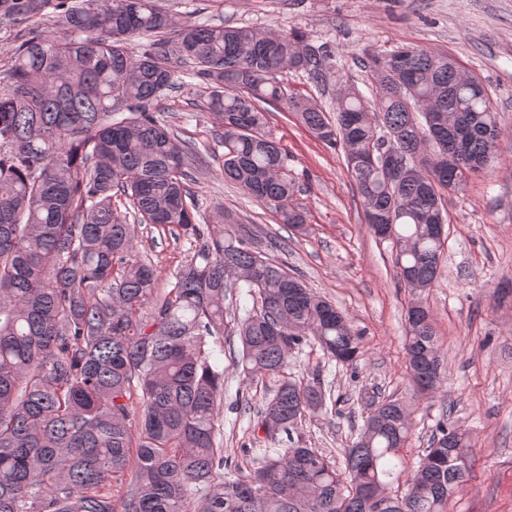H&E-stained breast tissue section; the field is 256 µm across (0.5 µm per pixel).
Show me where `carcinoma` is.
Segmentation results:
<instances>
[{
  "mask_svg": "<svg viewBox=\"0 0 512 512\" xmlns=\"http://www.w3.org/2000/svg\"><path fill=\"white\" fill-rule=\"evenodd\" d=\"M58 19L63 30L37 25ZM21 28L0 71V512H447L472 473L471 438L445 422L416 467L401 454L409 407L375 401L338 470L292 446L248 479L225 480L221 441L224 301L241 307V365L280 375L257 410L289 432L326 407L320 376L288 377L294 349L314 341L353 366L346 314L306 287L277 240L224 208L202 222L190 191L196 138L161 122L157 102L190 71L206 85L224 154L220 173L306 234L299 184L267 130L281 103L344 151L366 224L392 225L396 277L423 294L448 235L446 189L494 162L501 127L490 95L443 52L371 54L370 95L348 87L327 110L282 74L323 81L332 54L297 32L178 23L160 0H0ZM138 224L177 229L190 260L158 291L134 251ZM406 360L421 391L442 388L443 359L423 304L406 315ZM139 399V410L133 398ZM132 472L125 492L112 482Z\"/></svg>",
  "mask_w": 512,
  "mask_h": 512,
  "instance_id": "carcinoma-1",
  "label": "carcinoma"
}]
</instances>
